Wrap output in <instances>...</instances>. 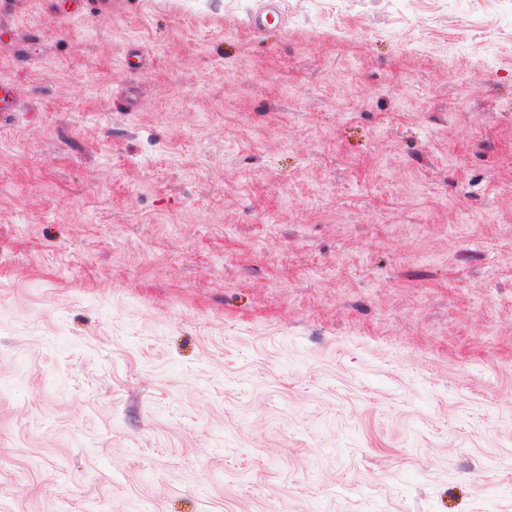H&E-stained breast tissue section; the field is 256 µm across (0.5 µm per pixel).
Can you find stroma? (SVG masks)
<instances>
[{
    "label": "stroma",
    "mask_w": 512,
    "mask_h": 512,
    "mask_svg": "<svg viewBox=\"0 0 512 512\" xmlns=\"http://www.w3.org/2000/svg\"><path fill=\"white\" fill-rule=\"evenodd\" d=\"M0 0V512H512V0ZM277 2V0H263L259 10L251 16L249 27L255 33H261L265 29L282 27L283 17Z\"/></svg>",
    "instance_id": "1"
}]
</instances>
